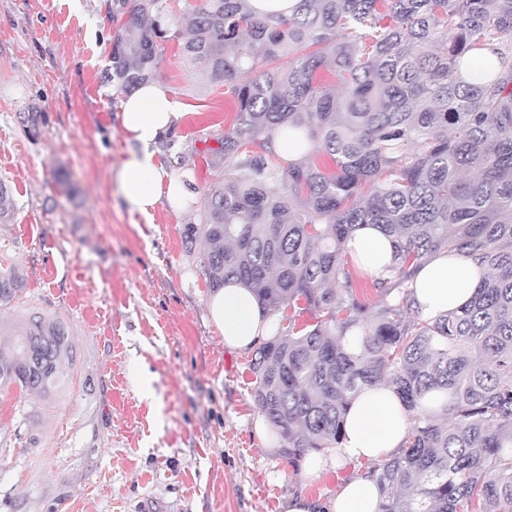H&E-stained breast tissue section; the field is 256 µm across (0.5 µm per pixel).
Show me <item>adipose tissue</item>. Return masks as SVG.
Wrapping results in <instances>:
<instances>
[{
	"instance_id": "obj_1",
	"label": "adipose tissue",
	"mask_w": 512,
	"mask_h": 512,
	"mask_svg": "<svg viewBox=\"0 0 512 512\" xmlns=\"http://www.w3.org/2000/svg\"><path fill=\"white\" fill-rule=\"evenodd\" d=\"M122 124L134 148L123 161L119 192L131 211L151 217L159 201L176 205L191 195L190 187L157 160L162 136L180 120L167 87L149 81L121 103ZM347 248L356 264L368 274L384 278L393 256V243L373 225L358 227ZM484 275L473 261L437 253L429 257L413 276L409 289L422 317L434 319L465 306ZM212 321L233 349L252 348L271 338L274 316L255 292L229 283L209 298ZM411 430L410 413L395 388L381 381L359 388L352 398L343 423L342 437L329 457L311 455L304 459L306 473H315L327 461L363 459L374 464L400 453ZM383 496L371 474L348 481L335 498L320 504L305 497L289 498L285 512H380Z\"/></svg>"
}]
</instances>
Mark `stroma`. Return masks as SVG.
Instances as JSON below:
<instances>
[{
  "instance_id": "35a3bbf8",
  "label": "stroma",
  "mask_w": 512,
  "mask_h": 512,
  "mask_svg": "<svg viewBox=\"0 0 512 512\" xmlns=\"http://www.w3.org/2000/svg\"><path fill=\"white\" fill-rule=\"evenodd\" d=\"M109 3L0 0V180L15 203L0 262L28 278L0 321L56 315L76 352L53 399L0 386V512H283L292 496L330 500L365 465L308 475L271 450L277 431L259 434L254 353L225 347L202 246L181 238L199 200L146 219L119 193L133 144L124 94L105 76ZM154 78L181 114L158 157L205 188V150L236 102L174 41Z\"/></svg>"
}]
</instances>
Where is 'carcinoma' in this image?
Instances as JSON below:
<instances>
[{
	"instance_id": "cac0c4a2",
	"label": "carcinoma",
	"mask_w": 512,
	"mask_h": 512,
	"mask_svg": "<svg viewBox=\"0 0 512 512\" xmlns=\"http://www.w3.org/2000/svg\"><path fill=\"white\" fill-rule=\"evenodd\" d=\"M109 14L122 90L177 38L237 103L182 239L203 238L211 291L242 282L287 322L250 363L284 457L336 447L351 395L388 377L412 428L371 470L381 512H512V0H298L288 17L248 0H112ZM277 138L310 148L281 169ZM13 215L0 181V224ZM360 224L393 239L386 279L346 249ZM437 251L488 274L463 308L422 319L408 283ZM26 286L0 267V305ZM354 328L358 355L343 346ZM0 336V384L52 396L75 361L67 324L26 311ZM429 391L446 396L439 415L420 405Z\"/></svg>"
}]
</instances>
